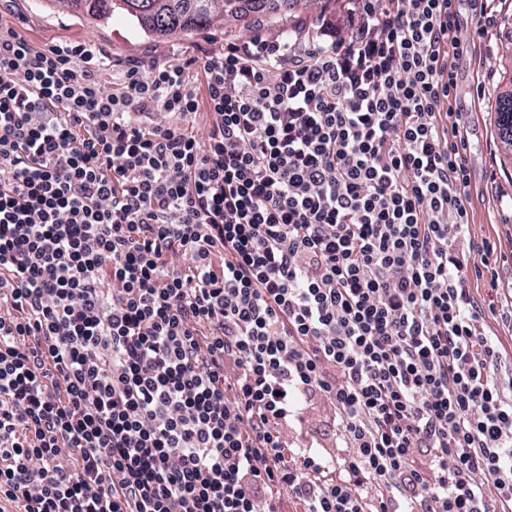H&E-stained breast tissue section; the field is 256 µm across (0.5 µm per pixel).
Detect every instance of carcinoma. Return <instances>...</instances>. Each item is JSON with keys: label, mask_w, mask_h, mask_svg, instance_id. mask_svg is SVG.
I'll return each mask as SVG.
<instances>
[{"label": "carcinoma", "mask_w": 512, "mask_h": 512, "mask_svg": "<svg viewBox=\"0 0 512 512\" xmlns=\"http://www.w3.org/2000/svg\"><path fill=\"white\" fill-rule=\"evenodd\" d=\"M64 11L109 21L122 16L136 29L157 40L215 24H226L249 16L267 19L285 14L296 6L321 4L325 0H52ZM499 141L504 154L512 157V76L495 105Z\"/></svg>", "instance_id": "obj_1"}]
</instances>
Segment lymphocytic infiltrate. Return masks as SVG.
<instances>
[{
  "instance_id": "1",
  "label": "lymphocytic infiltrate",
  "mask_w": 512,
  "mask_h": 512,
  "mask_svg": "<svg viewBox=\"0 0 512 512\" xmlns=\"http://www.w3.org/2000/svg\"><path fill=\"white\" fill-rule=\"evenodd\" d=\"M347 2L116 88L0 20V512H512L476 45L457 0ZM318 403L340 459L288 440Z\"/></svg>"
}]
</instances>
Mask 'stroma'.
I'll return each instance as SVG.
<instances>
[{
	"label": "stroma",
	"mask_w": 512,
	"mask_h": 512,
	"mask_svg": "<svg viewBox=\"0 0 512 512\" xmlns=\"http://www.w3.org/2000/svg\"><path fill=\"white\" fill-rule=\"evenodd\" d=\"M345 0H328L326 7H296L276 19L259 23L250 19L233 22L232 35L222 27L183 32L156 41L135 30L130 21L117 18L105 23L59 10L52 0H0V15L10 19L28 38L40 45L88 43L102 49L110 59L100 67L106 86L121 83L119 63L133 57L150 56L162 62H177L183 53L195 48L221 49L227 40L246 41L254 36L276 37L283 28L295 30L306 40V23L327 14L342 16ZM464 36L475 38L477 54L456 62L458 92L450 105L457 121L468 133L470 149V224L472 233L487 239L493 250L472 287L489 294L491 289L512 291V160L503 157L497 140L496 96L503 86L502 76L512 56V0H500L493 39L476 38L468 7L460 9ZM329 411L323 405L309 410V425L290 432L289 440L298 446L311 442L321 445L327 457H341L342 451L327 433Z\"/></svg>",
	"instance_id": "1"
}]
</instances>
